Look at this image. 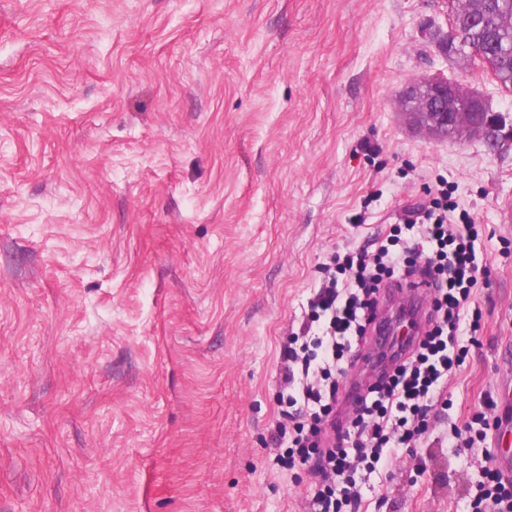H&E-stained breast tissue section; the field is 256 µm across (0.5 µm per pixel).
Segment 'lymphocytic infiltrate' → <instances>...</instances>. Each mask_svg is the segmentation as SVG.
I'll return each mask as SVG.
<instances>
[{
    "label": "lymphocytic infiltrate",
    "mask_w": 512,
    "mask_h": 512,
    "mask_svg": "<svg viewBox=\"0 0 512 512\" xmlns=\"http://www.w3.org/2000/svg\"><path fill=\"white\" fill-rule=\"evenodd\" d=\"M426 195V204L390 225L373 247L331 256L307 317L282 346L280 399L293 422L288 461L323 480L312 512H359L355 473L422 446L430 412L451 405L448 382L468 356L463 335L481 327L474 297L490 269L477 260L475 221L458 211L447 180L427 186ZM420 282L432 293L423 329L403 336L409 352L368 385L349 419L338 422L340 376L369 342H387L378 319L381 289ZM483 475L473 512H512V480L489 465Z\"/></svg>",
    "instance_id": "obj_1"
}]
</instances>
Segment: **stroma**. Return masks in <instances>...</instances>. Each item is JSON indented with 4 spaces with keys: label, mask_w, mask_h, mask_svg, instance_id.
<instances>
[{
    "label": "stroma",
    "mask_w": 512,
    "mask_h": 512,
    "mask_svg": "<svg viewBox=\"0 0 512 512\" xmlns=\"http://www.w3.org/2000/svg\"><path fill=\"white\" fill-rule=\"evenodd\" d=\"M449 0H0V512H308L283 468L282 344L330 256L447 178L482 224V327L417 453L359 512H470L512 385V148L403 113L444 78ZM483 405L484 411H480L472 416L473 422L478 424L480 428L474 429L471 422H468L463 430L457 426L454 427L455 438L461 447L471 448L476 441L484 442L491 427L497 428L502 425L501 418L496 415L498 403L491 394L485 398ZM463 431L466 437L463 436Z\"/></svg>",
    "instance_id": "35a3bbf8"
}]
</instances>
